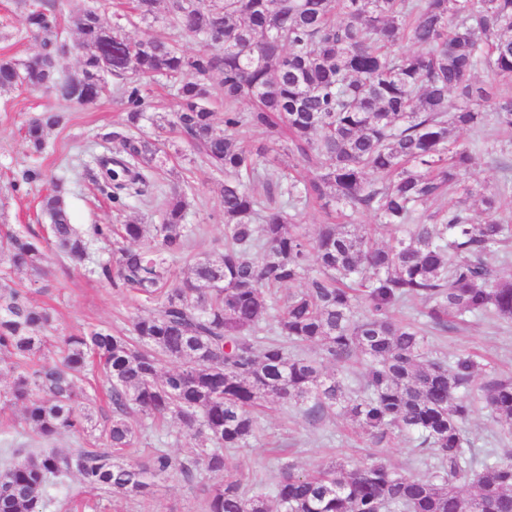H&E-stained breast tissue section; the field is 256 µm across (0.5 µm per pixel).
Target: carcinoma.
<instances>
[{"instance_id": "obj_1", "label": "carcinoma", "mask_w": 512, "mask_h": 512, "mask_svg": "<svg viewBox=\"0 0 512 512\" xmlns=\"http://www.w3.org/2000/svg\"><path fill=\"white\" fill-rule=\"evenodd\" d=\"M130 14L173 22L203 48L131 39L88 9L73 20L84 55L71 75L52 11L32 7L25 20L43 51L0 59L1 92L46 87L76 106L101 98L105 75L125 80L124 130L105 136L117 143L120 170H106L104 186L112 200L137 196L161 218L147 240L145 224H72L58 187L40 201L69 263L87 260L92 240L112 239L100 277L155 305L127 334L58 335L54 314L13 279L19 269L44 278L41 241L23 232L0 238V376L11 379L0 407L22 404L25 426L45 443L17 448L0 430V512H45L51 480L73 470L88 488L126 499L150 496L170 478L221 473L224 450L248 447L258 413L278 402L313 421L345 415L374 447L410 439L430 473L343 461L298 472L281 457L270 485L248 493L226 478L202 490V512H512V448L479 459L463 429L480 405L512 435V379L490 368L475 383L481 366L472 356L449 362L416 320L393 318L419 300L444 332L475 315L512 321V280L486 263L491 253L512 255V219L500 213L501 195L479 196L464 182L488 122L512 132V93L473 82L479 69L512 81V0H132ZM407 42L419 51L405 50ZM215 77L221 117L209 106ZM141 78L171 84L169 124L224 176L216 251L188 253L202 228L184 223L186 194L161 182L168 154L141 130ZM61 119L45 113L29 122L35 151ZM245 126L265 130L271 144L244 146ZM462 131L478 139L464 142ZM279 150L312 177L278 167L270 153ZM477 197L480 221L471 214ZM311 204L335 215L313 237L292 215ZM365 212L378 223H354ZM176 258L186 259L179 274ZM92 360L112 405L98 435L80 386ZM357 361L365 365L359 394ZM326 362L336 371L324 372ZM136 415L178 423L198 441L193 456L155 448L144 462L125 463ZM64 432L77 444L68 454L52 446Z\"/></svg>"}]
</instances>
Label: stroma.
<instances>
[{
    "label": "stroma",
    "mask_w": 512,
    "mask_h": 512,
    "mask_svg": "<svg viewBox=\"0 0 512 512\" xmlns=\"http://www.w3.org/2000/svg\"><path fill=\"white\" fill-rule=\"evenodd\" d=\"M58 23V40L70 45L65 59L68 72H78L82 54L75 45L78 34L73 18L86 8H94L106 26H113L121 10L118 0H53ZM42 50L41 40L25 29V12L18 0H0V58L24 60ZM120 80L107 77L108 92L97 103L72 106L59 100L48 89L20 87L0 94V231H25L42 238L43 266L48 273L46 285L32 284L30 275H17L16 280L29 291L34 303L54 309L59 330L65 335H81L94 328L113 331L126 329L132 317L148 315L152 308L133 292L115 288L100 280L97 270L110 258L112 245L105 240L92 241L90 259L85 266H70L53 244L47 243V221L39 201L54 185H61L66 196L72 223L120 224L133 221L156 224L157 213L142 207L136 199L113 203L88 178L86 169L96 158L114 156L113 144L104 142L106 133L120 130L123 105L115 89ZM148 122V135L167 139L169 159L165 165L167 185H177L188 192L192 206L186 221L202 225L203 241L193 243L192 253L210 252L224 240L223 205L220 196V174L212 172L193 154L179 134L158 129L157 124L172 109L173 96L164 82L144 80L142 84ZM44 112H58L64 117L60 126L51 130L42 153H33L24 139L29 119ZM39 168L43 179L28 182L26 170ZM427 335L447 358L461 354H477L481 363L493 366L499 373L512 376V323L496 322L483 316L469 318L457 329ZM197 443L182 434L176 423L156 425L143 419L141 438L128 449L126 459L143 461L155 448L187 459ZM284 448L298 471H310L336 460L362 465L382 460L404 473L423 474L415 462L412 444L397 440L380 448L363 443L356 423L344 416H331L310 421L293 406L280 405L264 417L261 430L250 447L231 451L226 456L229 473L240 475L244 483L274 476L277 460L274 449ZM222 475H206L188 484L174 478L161 483L148 498H111L86 487L78 475H70L63 484L51 487L52 502L47 512H200L201 489L222 482Z\"/></svg>",
    "instance_id": "obj_1"
}]
</instances>
